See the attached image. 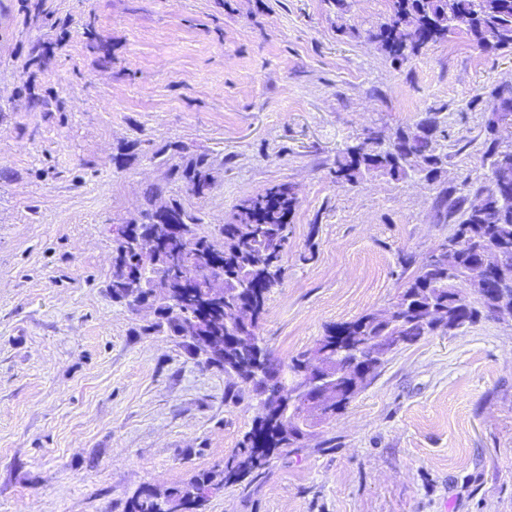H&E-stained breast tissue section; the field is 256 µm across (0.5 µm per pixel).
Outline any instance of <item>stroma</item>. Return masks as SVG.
<instances>
[{
    "label": "stroma",
    "mask_w": 512,
    "mask_h": 512,
    "mask_svg": "<svg viewBox=\"0 0 512 512\" xmlns=\"http://www.w3.org/2000/svg\"><path fill=\"white\" fill-rule=\"evenodd\" d=\"M390 0H0V512H126L221 469L260 414L152 309L113 301V224L163 188L216 233L298 205L258 334L281 364L385 310L454 231L512 51L455 34L395 63ZM439 111L444 171L338 185L336 156ZM170 144L181 154L157 152ZM207 156L195 194L172 165ZM203 512H512V321L403 349L298 450Z\"/></svg>",
    "instance_id": "stroma-1"
}]
</instances>
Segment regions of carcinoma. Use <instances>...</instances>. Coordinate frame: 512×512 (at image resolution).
<instances>
[{
    "mask_svg": "<svg viewBox=\"0 0 512 512\" xmlns=\"http://www.w3.org/2000/svg\"><path fill=\"white\" fill-rule=\"evenodd\" d=\"M454 33L467 34L483 49H511L512 0H390L388 21L368 31L367 39L392 60L403 63L421 47ZM442 133L433 112L415 128L399 129L389 138L370 129L362 141L347 146L336 158V183L355 185L368 175L399 181L415 171L433 179L445 159L437 151ZM501 144V140L493 139L486 145L488 184L475 189L473 196L462 195L448 204V213L460 210L462 220L448 240L425 257L414 275L400 286L389 308L392 318L369 313L326 328L315 351H327L326 364L334 371L365 356L366 348L356 349L349 344L355 336L371 346L388 349L394 345L399 351L439 330H457L489 318L490 299L485 289L473 287L466 292L459 285L472 265L491 249L495 250L496 267L492 280L512 283V162L506 166L500 163ZM209 170L208 159L199 155L173 165L171 175L195 191L197 186L207 185ZM160 193L157 187L146 191L141 222L131 225V232H147L161 225L159 209L154 207ZM296 207L297 199L287 188H272L244 204L234 222L222 225L220 239L215 240L199 234L200 219L173 199L169 208L179 229L156 237V247L138 244L134 238L114 239L120 263L115 265L109 284L112 299L127 302L134 294L151 298L168 329L188 338L199 354L203 352L200 334L188 331L186 324L201 310L198 301L212 290V281L203 271L224 275V295L212 302L211 311L200 321L210 326L213 336L240 335L246 337V342L233 347L225 340L224 353L211 354L206 361L248 386L260 398L263 412L223 469L164 494L140 489L128 501L127 512H199L214 493L260 473L273 457L296 450L311 435L300 426L313 400L301 391L308 353L292 358L287 368L291 376L282 377L285 368L263 347V371L254 370L260 321L268 295L280 281L279 262L288 241V217ZM166 246L171 257L179 261L182 274L168 275L162 252ZM142 263L154 264L163 282L154 285L125 276L123 268H136ZM184 279L189 285L188 299L172 306L164 289L180 288ZM388 360L386 356L367 366V376L360 380L352 374L338 379L339 398L328 406L330 415L345 409Z\"/></svg>",
    "mask_w": 512,
    "mask_h": 512,
    "instance_id": "cac0c4a2",
    "label": "carcinoma"
}]
</instances>
